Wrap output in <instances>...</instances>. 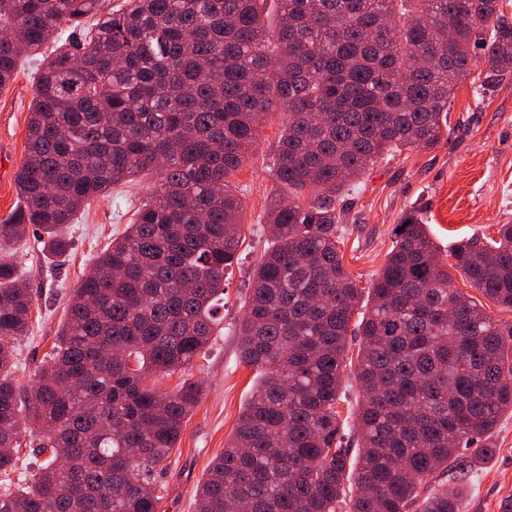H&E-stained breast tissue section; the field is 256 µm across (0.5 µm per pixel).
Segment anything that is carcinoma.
<instances>
[{
    "label": "carcinoma",
    "instance_id": "1",
    "mask_svg": "<svg viewBox=\"0 0 512 512\" xmlns=\"http://www.w3.org/2000/svg\"><path fill=\"white\" fill-rule=\"evenodd\" d=\"M0 0V90L66 26L34 84L20 205L0 224V512H157L156 475L200 397L151 373L208 346L243 211L228 177L260 119L284 111L274 168L292 198L269 209L275 247L252 272L240 360L259 383L198 488L199 512H460V490L420 498L459 448L495 453L512 412V323L453 287L421 210L369 287L343 264L334 199L388 151L432 148L456 81L481 51L483 96L512 74L502 0ZM150 171L149 199L92 261L32 391L15 352L33 298L7 247L61 228L112 185ZM313 202H301L304 192ZM453 267L512 308V224L461 240ZM360 337L356 462L343 445L348 337ZM37 456L13 482L22 429Z\"/></svg>",
    "mask_w": 512,
    "mask_h": 512
}]
</instances>
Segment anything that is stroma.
Here are the masks:
<instances>
[{"label": "stroma", "mask_w": 512, "mask_h": 512, "mask_svg": "<svg viewBox=\"0 0 512 512\" xmlns=\"http://www.w3.org/2000/svg\"><path fill=\"white\" fill-rule=\"evenodd\" d=\"M484 69V64H477L459 79L446 139L428 150L383 156L365 169L355 188L338 193L340 253L360 286H368L378 275L395 244L396 225L413 208H422L428 235L444 254L458 241L491 238L500 225L512 224V75L504 77L493 95L481 98L475 88ZM39 72L38 60L21 58L17 78L0 90V222L19 204L14 176L26 155V123ZM283 122L279 111L261 121L251 154L229 178L243 204L241 245L237 264L224 274L221 321L207 350L185 373L148 377L164 391L185 378L202 388L158 476L164 490L157 512H198L197 489L211 461L229 442L257 384L256 370L239 358V325L251 272L273 246L267 212L288 196L273 174ZM154 181V175H141L92 199L65 229L70 240L65 254L47 255L39 232L33 230L13 244L19 271L35 301L30 331L17 352L15 379L22 389L36 381L92 257L122 235ZM491 441L496 451L489 460L472 463L462 474L451 470L433 476L437 483L462 484L461 512H501L503 502L512 498L511 412L502 417Z\"/></svg>", "instance_id": "obj_1"}]
</instances>
